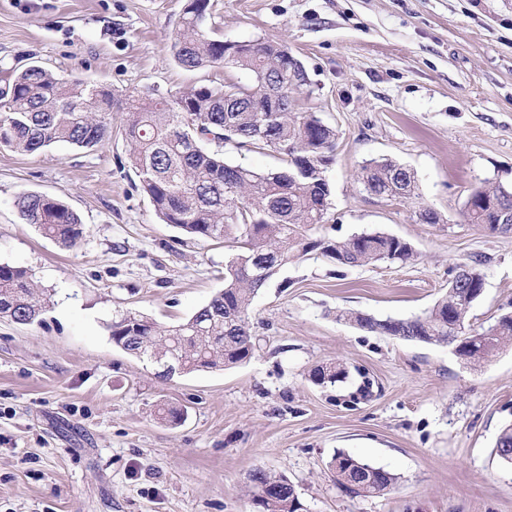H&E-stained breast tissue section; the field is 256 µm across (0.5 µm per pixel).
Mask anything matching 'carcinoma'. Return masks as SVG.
<instances>
[{
	"label": "carcinoma",
	"mask_w": 512,
	"mask_h": 512,
	"mask_svg": "<svg viewBox=\"0 0 512 512\" xmlns=\"http://www.w3.org/2000/svg\"><path fill=\"white\" fill-rule=\"evenodd\" d=\"M210 0H188L176 33L174 61L186 70L252 72L249 85L224 79L181 92L170 99H153L112 91L82 80L63 79L39 64L13 74L0 87V148L38 154L56 143L91 149L109 133L112 111L123 113L129 159L140 187L162 221L193 237L222 241L232 237L235 253L224 268V288L184 322L162 327L142 316L129 315L112 323L111 339L123 352L139 358L177 357L183 373L220 370L252 357L256 337L251 305L259 291L282 267L319 250L340 265L375 262L405 264L414 256L409 243L382 232L361 233L343 241L309 234L325 223L331 188L326 172L334 160L336 130L315 112L296 109L308 83L304 71L291 64L288 48L267 41H225L206 28ZM282 95L285 106L266 109ZM269 148L284 166L258 173L224 160L204 148L208 141ZM365 190L387 199L416 196L414 173L386 159L365 162L358 175ZM21 218L64 247L84 236L79 215L61 201L36 192L16 200ZM503 206L512 209V187L501 183L479 186L470 193L464 217L491 231H511L499 219ZM270 265L255 269L254 260ZM480 261L471 264L473 277L464 288L448 294L427 312L408 319H377L360 312L336 318L359 328L426 344L446 345L457 321L467 322L480 297L484 276ZM44 305L28 270L0 264V317L17 324L37 321ZM512 345V316L500 317L482 331L468 334L459 355L473 366L493 352ZM311 378L334 384L346 378L339 362L316 367ZM495 455L512 465V427L500 433ZM339 482L353 492L384 495L395 475L345 453L333 460ZM249 488L260 512H300L294 486L282 476L256 469Z\"/></svg>",
	"instance_id": "cac0c4a2"
}]
</instances>
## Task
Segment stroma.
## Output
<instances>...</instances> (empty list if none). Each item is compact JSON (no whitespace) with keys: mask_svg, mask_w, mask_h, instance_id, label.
<instances>
[{"mask_svg":"<svg viewBox=\"0 0 512 512\" xmlns=\"http://www.w3.org/2000/svg\"><path fill=\"white\" fill-rule=\"evenodd\" d=\"M228 41L286 44L301 96L336 130L331 205L314 236L380 231L405 265L346 267L320 253L256 296L260 346L242 364L163 378L110 340L129 315L171 326L224 286L227 243L165 224L129 163L123 116L103 145L0 149V263L26 268L39 322L0 318V512H255L249 476L284 475L303 512H512V466L494 453L512 425V345L479 367L448 346L369 333L340 310L423 314L456 268L481 260L472 328L512 312V231L465 221L473 188L512 184V0H211ZM186 0H0V81L30 63L121 96L165 97L214 80L176 65ZM410 169L414 200L369 194L361 165ZM38 192L85 224L67 249L21 218ZM440 221L426 224L420 207ZM347 379L317 386L316 366ZM168 405L183 414L161 420ZM343 452L397 475L384 495L346 489Z\"/></svg>","mask_w":512,"mask_h":512,"instance_id":"obj_1","label":"stroma"}]
</instances>
